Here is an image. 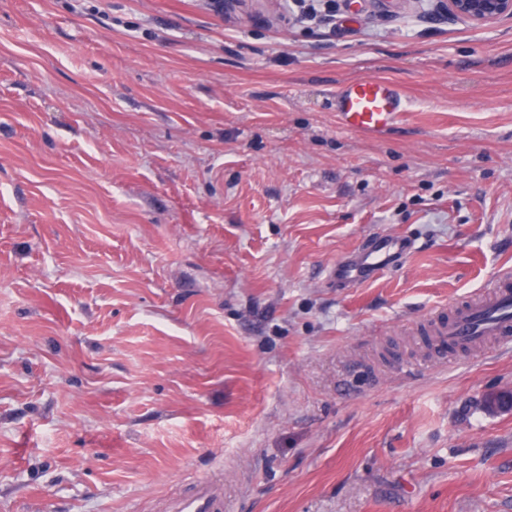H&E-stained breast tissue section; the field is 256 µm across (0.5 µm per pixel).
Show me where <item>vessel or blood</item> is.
<instances>
[{"label": "vessel or blood", "instance_id": "vessel-or-blood-1", "mask_svg": "<svg viewBox=\"0 0 512 512\" xmlns=\"http://www.w3.org/2000/svg\"><path fill=\"white\" fill-rule=\"evenodd\" d=\"M334 110L343 128L373 134L393 127L403 116L406 101L394 83L363 77L337 89ZM410 251L406 236L376 237L370 246L356 249L338 262L333 277L342 287H357L404 260ZM437 333L452 349L471 348L488 338L506 344L512 342V273H500L491 289L453 310L448 320L439 322ZM176 509L177 512H223L224 497L211 483L203 482L195 496L178 503Z\"/></svg>", "mask_w": 512, "mask_h": 512}]
</instances>
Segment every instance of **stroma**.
Listing matches in <instances>:
<instances>
[{
  "label": "stroma",
  "mask_w": 512,
  "mask_h": 512,
  "mask_svg": "<svg viewBox=\"0 0 512 512\" xmlns=\"http://www.w3.org/2000/svg\"><path fill=\"white\" fill-rule=\"evenodd\" d=\"M369 76L403 120L340 128ZM508 268L512 19L0 0V512H512V345L427 321ZM334 112L345 129L381 133L393 127L406 111V101L397 86L384 79L363 77L336 90ZM410 251L411 244L406 236L376 237L370 246L358 248L338 262L333 278L342 288H356L360 282L404 260ZM176 512H222L224 496L218 493L210 482H201L196 495L176 504Z\"/></svg>",
  "instance_id": "stroma-1"
}]
</instances>
